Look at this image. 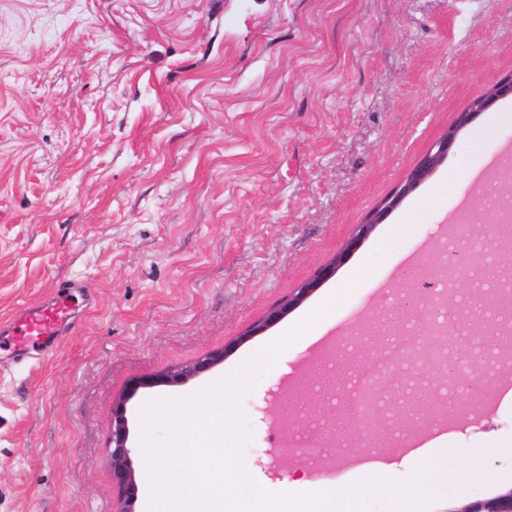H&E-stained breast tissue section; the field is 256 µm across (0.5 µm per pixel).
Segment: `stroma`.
Segmentation results:
<instances>
[{"label":"stroma","instance_id":"35a3bbf8","mask_svg":"<svg viewBox=\"0 0 512 512\" xmlns=\"http://www.w3.org/2000/svg\"><path fill=\"white\" fill-rule=\"evenodd\" d=\"M512 75V0H0V319L70 287L84 309L60 344L0 356V512H115L106 454L124 406L137 512H153L141 410L238 376L247 474L372 485L408 478L412 452L451 436L429 512L512 490V370L467 383L492 397L459 420L389 399L390 444H355L352 415L318 392L343 358L288 381L358 319L437 311L406 261L440 251L460 201L485 242L478 179L512 142V98L457 137L447 161L354 252L358 224L477 92ZM344 263L262 333L252 325L336 256ZM311 335L260 347L321 302ZM181 384L164 375L215 351Z\"/></svg>","mask_w":512,"mask_h":512}]
</instances>
